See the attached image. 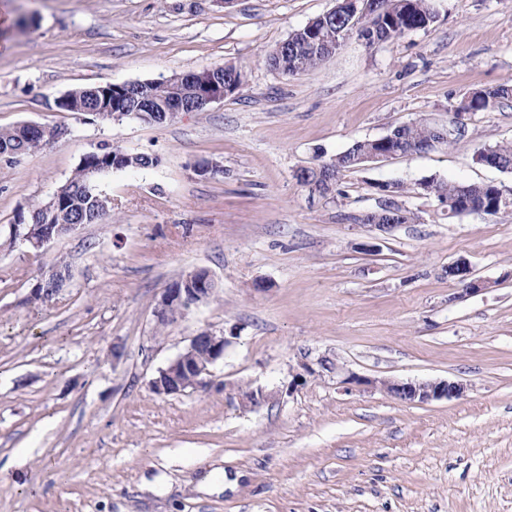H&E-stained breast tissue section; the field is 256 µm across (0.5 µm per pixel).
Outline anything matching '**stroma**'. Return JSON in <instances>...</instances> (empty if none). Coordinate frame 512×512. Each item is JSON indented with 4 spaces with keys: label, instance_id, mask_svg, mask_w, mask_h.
Listing matches in <instances>:
<instances>
[{
    "label": "stroma",
    "instance_id": "stroma-1",
    "mask_svg": "<svg viewBox=\"0 0 512 512\" xmlns=\"http://www.w3.org/2000/svg\"><path fill=\"white\" fill-rule=\"evenodd\" d=\"M335 4L0 0V128L66 131L0 158V512H512V211L451 218L415 189L435 177L512 196V173L475 160L512 141V97L470 113L453 143L342 173L327 196L295 178L512 86V0H431L434 23L395 42L353 34L310 71L270 67ZM225 65L243 87L166 125L58 106L76 88ZM105 147L157 163L94 179L100 223L37 254L11 243L16 214ZM204 162L221 173L199 176ZM385 182L405 186L395 202L415 215L386 234L357 221ZM459 260L482 291L449 279ZM61 261L67 287L30 303ZM197 269L214 295L158 325L164 288ZM207 329L229 340L207 386L154 393ZM352 374L465 393L408 405ZM216 467L236 485L198 491Z\"/></svg>",
    "mask_w": 512,
    "mask_h": 512
}]
</instances>
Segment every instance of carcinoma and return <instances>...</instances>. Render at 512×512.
<instances>
[{"label": "carcinoma", "mask_w": 512, "mask_h": 512, "mask_svg": "<svg viewBox=\"0 0 512 512\" xmlns=\"http://www.w3.org/2000/svg\"><path fill=\"white\" fill-rule=\"evenodd\" d=\"M370 5L378 11V20H382L377 37L384 44L396 41L413 30L425 28L435 19L429 0H372ZM346 26L347 21L340 16L334 20H321L316 17L312 24H307L289 35L288 57L279 62L271 55L269 64L275 69L282 68L285 75L293 76L309 71L326 60L330 52L342 46ZM152 91L156 102L166 105L181 93V87L165 79L155 82ZM511 95L512 88L505 85L480 90L462 103L457 111L487 110ZM71 97L73 112H87L92 115L100 111L101 99L86 94L82 88L72 90ZM397 137L399 141L393 143V146L402 149V154L405 155L426 150L428 142L434 138V132L430 125L416 123L398 128ZM8 146L29 155L41 150L47 143L46 138L39 132L18 126L0 130V149ZM369 147L371 144L368 141H358L347 151L336 155V174L362 165L361 158ZM108 152L109 149L103 148L96 154H87L85 164L78 165L71 179L57 190L72 216L78 219L85 214V222L88 224L102 221L108 212V202H97L100 195L95 193L88 183L85 169L99 164L101 156ZM480 158H489L496 164L497 169L512 172V142L487 146ZM424 193L434 196L445 205L450 217L462 214V211L458 210V205L467 197L483 208V213L487 215H496L512 209V202H503L498 187L492 183L467 186L463 183L430 178L424 182Z\"/></svg>", "instance_id": "carcinoma-1"}]
</instances>
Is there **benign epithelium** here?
I'll return each instance as SVG.
<instances>
[{"mask_svg": "<svg viewBox=\"0 0 512 512\" xmlns=\"http://www.w3.org/2000/svg\"><path fill=\"white\" fill-rule=\"evenodd\" d=\"M335 9L341 11L349 20V26L357 27L359 17L368 13V0H336ZM172 79L191 87L193 94L189 99H177L172 102L171 110L177 112H198L208 104L221 101L228 95L227 84L224 83V67L203 68L184 74H175ZM150 82L131 81L114 83L112 88L120 90L127 97H137L146 105L133 112L99 113L103 120H119L124 117L139 119L145 123L159 122L157 108L153 104L149 92ZM135 155L126 152L109 153L106 163L87 170L90 178L96 177L110 168L121 169L132 162ZM75 228L73 224H12L10 236L15 241L39 250L54 238ZM471 270L464 262L448 267V278L465 285V291L478 292L483 284L470 279ZM216 283L205 270H196L164 289L155 309L157 322H169L176 319L173 311L182 307L183 312L206 302L215 292ZM228 338L210 330H203L192 338L189 346L165 367L150 382L151 389L158 395L183 393L188 389L203 388L207 385L206 377L210 368L224 358V350ZM352 380L367 386L380 389L393 398L404 403H428L434 400L460 397L465 387L463 384L449 380H430L409 382L393 378L368 379L352 377Z\"/></svg>", "mask_w": 512, "mask_h": 512, "instance_id": "obj_1", "label": "benign epithelium"}]
</instances>
